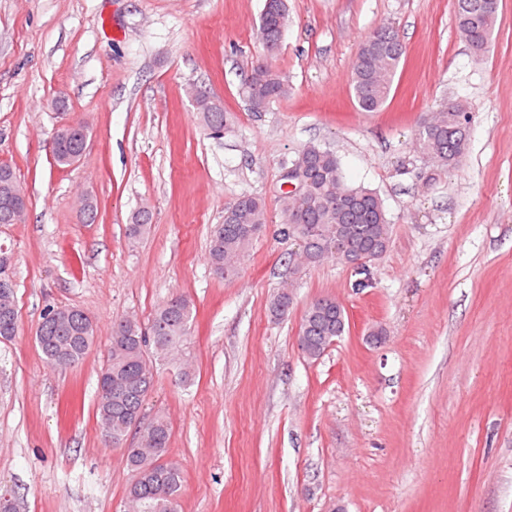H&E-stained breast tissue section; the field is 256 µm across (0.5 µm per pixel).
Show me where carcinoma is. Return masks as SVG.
Returning a JSON list of instances; mask_svg holds the SVG:
<instances>
[{
	"mask_svg": "<svg viewBox=\"0 0 512 512\" xmlns=\"http://www.w3.org/2000/svg\"><path fill=\"white\" fill-rule=\"evenodd\" d=\"M460 38L474 51L491 44L498 19L499 0H455ZM288 23V0H264L259 18V35L278 48ZM403 47L397 32L389 27L365 39L353 61L350 85L358 109L376 112L388 100L402 59ZM291 93L286 76L268 64H257L244 78L239 94L250 111L265 112ZM196 110L210 135L222 138L232 131L234 119L224 105L211 97L195 99ZM471 115L462 100L431 112L417 127L413 145L422 169L434 181L451 172L465 156L469 145ZM91 134L87 127L67 129L54 138L52 156L59 167H69L81 155ZM302 164L309 185L303 198L288 191L279 197L285 237H300L307 243L311 259L295 266L293 273L329 258L351 264L363 252L386 253L392 224L379 195L347 183L334 152L318 144L304 145L295 157L283 159L281 168ZM24 189L10 165H0V225L22 224L27 211L17 207L14 195ZM152 213L141 208L128 237L138 239L150 226ZM268 223L265 199L242 194L224 207V222L214 226L209 237L208 257L219 276L238 274L241 260ZM339 242L343 254L326 251V244ZM293 304L288 288L271 299L268 310L275 318L288 314ZM15 290L0 289V338L9 340L17 331ZM193 304L175 295L160 304L150 324L134 316L112 324L109 355L100 374L112 376V389L97 392L96 417L102 435L119 447L128 439L135 448L126 463L131 477L126 488L127 512H178L184 488L181 464L169 456L171 425L162 413H146V400L155 385L156 365L179 361L181 379L191 381L195 365L190 350ZM345 311L336 305L315 301L305 311L298 330V345L311 361L320 358L332 339L346 330ZM96 329L82 310L46 306L36 330V344L45 362L67 367L84 360L95 341Z\"/></svg>",
	"mask_w": 512,
	"mask_h": 512,
	"instance_id": "1",
	"label": "carcinoma"
}]
</instances>
